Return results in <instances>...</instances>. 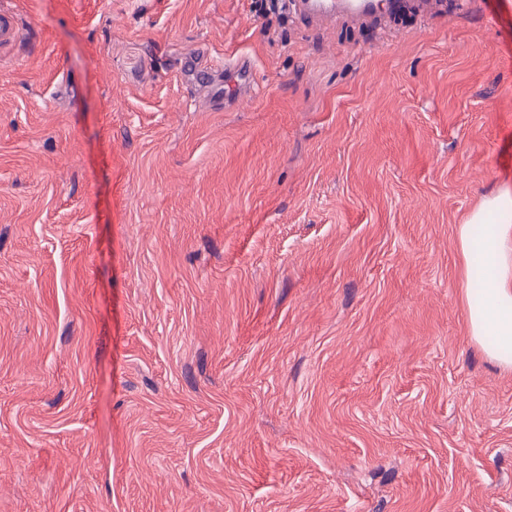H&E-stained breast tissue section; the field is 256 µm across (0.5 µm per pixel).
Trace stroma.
I'll list each match as a JSON object with an SVG mask.
<instances>
[{
	"mask_svg": "<svg viewBox=\"0 0 512 512\" xmlns=\"http://www.w3.org/2000/svg\"><path fill=\"white\" fill-rule=\"evenodd\" d=\"M447 2L0 0V512H512V0ZM482 233L473 237V226ZM467 278H480V296L467 301L472 338L482 343L492 336L488 355L503 369L512 370V189L505 187L485 199L459 230Z\"/></svg>",
	"mask_w": 512,
	"mask_h": 512,
	"instance_id": "stroma-1",
	"label": "stroma"
}]
</instances>
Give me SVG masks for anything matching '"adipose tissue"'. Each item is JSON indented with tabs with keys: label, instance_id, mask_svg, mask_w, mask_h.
<instances>
[{
	"label": "adipose tissue",
	"instance_id": "adipose-tissue-1",
	"mask_svg": "<svg viewBox=\"0 0 512 512\" xmlns=\"http://www.w3.org/2000/svg\"><path fill=\"white\" fill-rule=\"evenodd\" d=\"M468 276L481 279L477 299L468 301L472 338L493 337L489 356L512 370V189L485 199L459 230Z\"/></svg>",
	"mask_w": 512,
	"mask_h": 512
}]
</instances>
